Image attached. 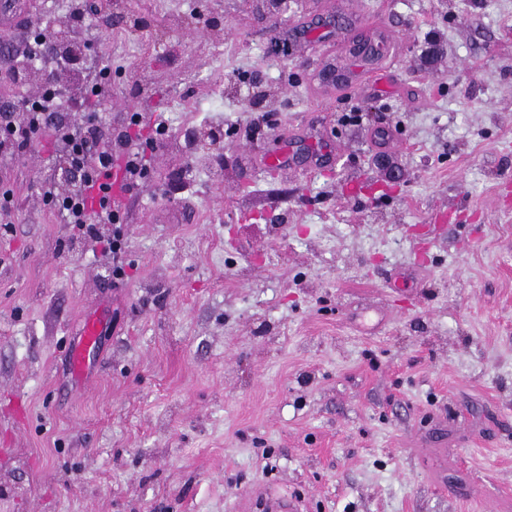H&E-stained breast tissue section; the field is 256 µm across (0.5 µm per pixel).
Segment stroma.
<instances>
[{
	"label": "stroma",
	"instance_id": "stroma-1",
	"mask_svg": "<svg viewBox=\"0 0 512 512\" xmlns=\"http://www.w3.org/2000/svg\"><path fill=\"white\" fill-rule=\"evenodd\" d=\"M102 2L103 112L168 133L117 285L47 150L0 161V512H512V0ZM300 144L336 150L267 168ZM97 336V322L91 319L86 320L83 330V347L76 348L72 355V366L77 374L84 372L86 366L85 350L96 342Z\"/></svg>",
	"mask_w": 512,
	"mask_h": 512
}]
</instances>
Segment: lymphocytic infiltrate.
Returning <instances> with one entry per match:
<instances>
[{
	"label": "lymphocytic infiltrate",
	"mask_w": 512,
	"mask_h": 512,
	"mask_svg": "<svg viewBox=\"0 0 512 512\" xmlns=\"http://www.w3.org/2000/svg\"><path fill=\"white\" fill-rule=\"evenodd\" d=\"M111 94L106 69L89 78L79 94L62 93L54 78H46L43 89L34 96L23 97L18 115L7 116L0 127V159H11L45 144L49 147V163L63 161L81 174L77 186L57 189L49 185L45 200L71 227V238H94L103 224L123 220L120 204L103 206L100 215L88 211L84 188L95 183L112 168L115 157L124 163L125 191H133L147 173L148 160L142 147L141 113L128 114L122 124L113 125L106 116L90 113L93 105L103 104ZM78 120H69V113Z\"/></svg>",
	"instance_id": "lymphocytic-infiltrate-1"
}]
</instances>
